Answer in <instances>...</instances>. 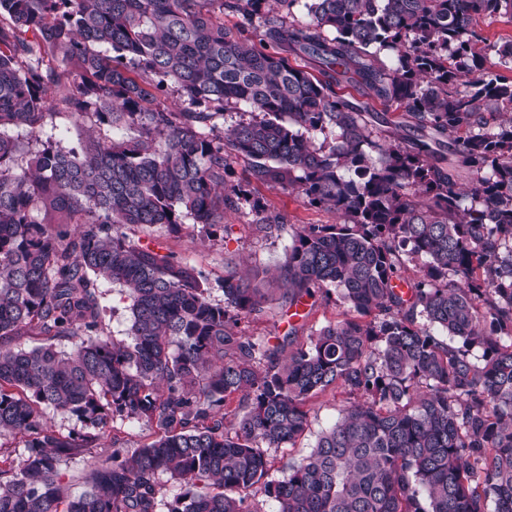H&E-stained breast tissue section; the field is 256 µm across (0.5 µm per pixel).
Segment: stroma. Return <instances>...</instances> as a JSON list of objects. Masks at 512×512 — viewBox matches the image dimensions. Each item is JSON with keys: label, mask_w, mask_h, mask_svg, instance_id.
Segmentation results:
<instances>
[{"label": "stroma", "mask_w": 512, "mask_h": 512, "mask_svg": "<svg viewBox=\"0 0 512 512\" xmlns=\"http://www.w3.org/2000/svg\"><path fill=\"white\" fill-rule=\"evenodd\" d=\"M94 118H75L65 113H55L48 117L40 132L33 133L23 127L7 126L1 129L5 135L21 143L24 153L18 158L19 164H26L29 153L52 143L63 149L78 145L88 131L95 129ZM232 174L227 182L247 189L251 198L260 200L269 211L281 217L284 229L268 235L260 232L251 215L247 212L227 213L226 229L216 231L212 237L201 236L192 222H185L179 229L167 225L142 228L127 226L126 231L141 244L150 246L175 260L187 262L201 270L211 286L214 302H223L220 283L224 269L229 264L247 265L252 272L265 273L281 261L291 243L290 225L334 224L338 218L333 210L313 207L302 197L291 191L272 189L257 181L251 174L249 165L241 159L231 163ZM102 311V325L107 334L125 338L129 327L128 301L111 283L98 284ZM305 317H290L280 302L274 301L265 306L259 314L242 319L237 327L240 334L258 339L270 340L271 344L281 343L288 330H295L296 343H305L308 336L321 327L342 320L349 312L338 291L329 295H317L309 300ZM346 403V396L339 390L328 389L311 399L309 403V426L295 447L280 449L279 462L300 457L312 448L318 436L331 427Z\"/></svg>", "instance_id": "35a3bbf8"}]
</instances>
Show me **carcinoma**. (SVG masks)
<instances>
[{
    "mask_svg": "<svg viewBox=\"0 0 512 512\" xmlns=\"http://www.w3.org/2000/svg\"><path fill=\"white\" fill-rule=\"evenodd\" d=\"M297 2L0 0V127L37 130L54 109L112 128L24 166L0 134V512H159L163 473L184 486L167 512H265L258 489L277 512H512V79L484 56L512 70V40L475 27L512 20V0H305L306 22ZM226 9L260 17L276 51L247 46ZM153 75L189 107L152 104ZM343 82L403 108L414 149L338 96ZM228 106L250 118L218 126ZM327 128L335 144L316 145ZM233 157L340 223L292 228L267 281L227 268L221 305L202 271L123 227L189 217L212 235L244 202L280 230L226 187ZM402 250L425 259L417 277L400 274ZM99 280L129 300L125 339L104 332ZM331 286L357 316L283 358L235 331L277 290L291 309ZM25 333L40 344L11 346ZM329 388L361 401L270 478ZM48 408L86 430L56 431ZM113 415L155 438L112 446L69 494L61 462L99 447ZM478 29L490 42L507 41L512 39V22L506 18L481 17L478 19Z\"/></svg>",
    "mask_w": 512,
    "mask_h": 512,
    "instance_id": "cac0c4a2",
    "label": "carcinoma"
}]
</instances>
